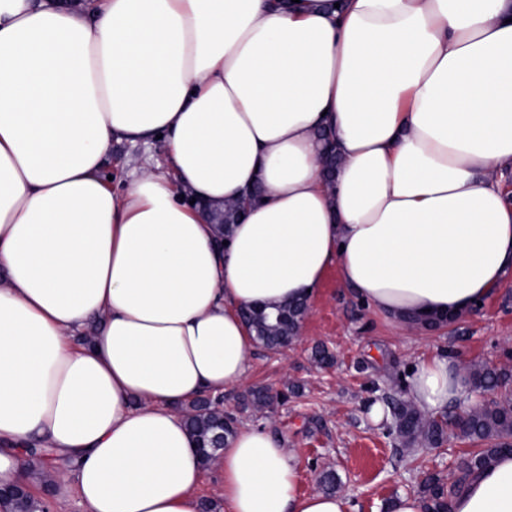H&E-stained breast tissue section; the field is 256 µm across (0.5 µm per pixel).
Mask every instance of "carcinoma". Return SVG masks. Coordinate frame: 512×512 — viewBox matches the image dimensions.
<instances>
[{"label":"carcinoma","instance_id":"obj_1","mask_svg":"<svg viewBox=\"0 0 512 512\" xmlns=\"http://www.w3.org/2000/svg\"><path fill=\"white\" fill-rule=\"evenodd\" d=\"M307 311L308 306L304 303L292 301L273 313L263 308H251L244 313V318L255 332L260 346L280 350L290 346L298 337ZM467 376L476 391L503 389L512 381V374L508 371L481 364L468 365ZM287 399L288 395L284 393L274 395L260 387L247 393L246 403L256 410H263ZM386 401L392 409L399 443L404 448H437L450 435L475 445L464 468L453 479L437 474H430L424 479L425 512H451L452 500L467 478L489 465L500 453L512 450V397L507 394L464 412L451 410L440 418L425 414L394 395L387 396ZM182 413L200 448L211 445L218 433L227 438L236 430L235 420L225 422L224 415L217 412L214 400L207 396L182 409ZM4 499L9 501L12 512H49L47 501L36 498L27 486L11 488L4 494Z\"/></svg>","mask_w":512,"mask_h":512}]
</instances>
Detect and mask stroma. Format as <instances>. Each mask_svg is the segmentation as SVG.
<instances>
[{
    "label": "stroma",
    "instance_id": "obj_1",
    "mask_svg": "<svg viewBox=\"0 0 512 512\" xmlns=\"http://www.w3.org/2000/svg\"><path fill=\"white\" fill-rule=\"evenodd\" d=\"M335 357L323 366L315 346ZM440 352L461 362L512 371V276L480 306L440 329L396 326L367 309L330 271L310 303L299 338L281 354L257 349L247 386L289 391L286 403L242 408L239 391L224 396L240 425L265 428L295 451L299 489L318 491L322 470L334 469L352 512H378L396 497L418 495L428 472L447 473L471 449L452 438L438 448H403L367 407L406 384L419 360Z\"/></svg>",
    "mask_w": 512,
    "mask_h": 512
}]
</instances>
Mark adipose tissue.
<instances>
[{"instance_id":"ef3b65f1","label":"adipose tissue","mask_w":512,"mask_h":512,"mask_svg":"<svg viewBox=\"0 0 512 512\" xmlns=\"http://www.w3.org/2000/svg\"><path fill=\"white\" fill-rule=\"evenodd\" d=\"M116 141L162 162L113 184ZM511 173L512 0H0V486L35 444L85 512H199L181 410L244 384L242 310L335 268L397 325L468 313L512 275ZM409 396L474 401L449 354ZM213 466L224 512H351L264 428ZM451 510L512 512V453Z\"/></svg>"}]
</instances>
